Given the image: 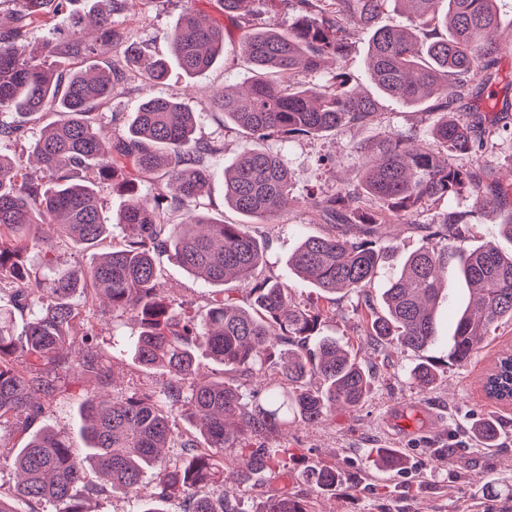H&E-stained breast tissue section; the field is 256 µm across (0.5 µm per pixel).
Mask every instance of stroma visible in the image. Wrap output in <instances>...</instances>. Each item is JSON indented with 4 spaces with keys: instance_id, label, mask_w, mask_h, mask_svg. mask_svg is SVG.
Here are the masks:
<instances>
[{
    "instance_id": "35a3bbf8",
    "label": "stroma",
    "mask_w": 512,
    "mask_h": 512,
    "mask_svg": "<svg viewBox=\"0 0 512 512\" xmlns=\"http://www.w3.org/2000/svg\"><path fill=\"white\" fill-rule=\"evenodd\" d=\"M94 4L95 0H65L53 26L29 27L25 41L18 45L20 52L29 53L49 40H67L73 29H87ZM192 8L213 16L218 13L216 0H127L117 22L152 54L166 57L170 51L163 32L172 29L182 13ZM497 8L500 27L495 38L502 47L497 78L485 89L458 100L454 110L468 121L495 114L501 126L512 127V111L502 109L503 100L512 101V0H497ZM371 36V31L355 30L346 70L359 91L379 97L380 117L362 126L341 127L322 136H294L283 142L293 172L292 198L287 213L276 223L258 227L268 243L265 275L288 284L301 303L316 298L318 291L295 275L287 258L303 238L332 230L331 225L315 219L309 199L353 189L359 166L354 145L412 125H428L422 109L380 97L365 64ZM246 76L240 41L234 35L225 42L223 60L196 77H187L174 67L165 84L150 87L138 71H128L113 86L112 99L102 107L98 121L112 138L124 133L130 112L146 94L183 102L198 115L197 137L222 149L217 158L218 172L205 199L207 208L213 216L234 224L240 217L224 205L221 171L239 156L242 138L224 128L223 117L213 109L212 100L222 88L241 87ZM382 233L389 247L388 258L366 296L337 294L335 316L321 324L322 335L339 339L369 370L374 380L370 396L359 408L336 409L314 425L295 421L270 437L267 447L288 450L275 474H258L249 483H237L235 472L245 465L247 457L241 449H225L224 480L207 487L206 495L239 501L244 512H261L271 491L307 492L304 475L314 468L332 466L342 474L344 483L336 494L315 499L316 512H512V404L489 399L482 388L498 354L512 348V323H501L471 359L448 365L433 389L420 392L411 378L418 356L378 346L363 332L365 302L380 304L393 271L422 244L420 235L408 226L386 225ZM156 262L163 288L187 300L191 312L201 313L214 294L213 286L194 279L168 255L157 256ZM111 354L115 384L101 389L102 398L164 382L161 372L149 374L134 367L126 347L115 346ZM90 389L80 376L60 375L46 424L78 439L79 407ZM486 416L501 418L504 423L498 441L489 448L479 445L467 432L470 420ZM379 448L397 449L402 466L392 471L371 466L369 459Z\"/></svg>"
}]
</instances>
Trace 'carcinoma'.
Returning <instances> with one entry per match:
<instances>
[{"mask_svg": "<svg viewBox=\"0 0 512 512\" xmlns=\"http://www.w3.org/2000/svg\"><path fill=\"white\" fill-rule=\"evenodd\" d=\"M265 11L294 9L297 20L281 31L258 27L256 2ZM19 5L13 25L0 28V290L11 292L13 307L0 308V431L26 435L21 448L0 447L19 478L0 490V512H16L26 500L53 512H88L95 493L133 498L148 471L158 493L141 512L161 507L175 493L192 499L191 512H236L196 490L218 483L224 474V449L250 450L240 480L273 470L285 448H268L266 439L289 420L308 424L324 420L336 406L358 407L372 389L370 372L335 337L319 335L332 310L319 303L301 305L291 289L260 277L264 246L250 229L279 219L288 204L292 171L278 150L260 145L274 136H318L363 124L380 114L377 98L350 86L345 63L351 30L373 28L376 16L393 9L408 24L373 28L367 50L371 77L380 93L418 108L432 103L429 130L416 126L358 144L359 182L311 203L313 213L354 233L308 236L288 257L295 274L329 300L341 290L365 295L379 273L387 246L379 227L445 199L469 191L475 211L507 209L501 236L512 241V194L498 189L487 195L476 169L483 166L501 138L496 122L483 126L452 112L469 94L476 78H495L499 49L485 39L499 27L495 0H219L224 18L240 30L248 62L244 92H224L214 106L224 126L236 130L245 145L238 160L224 169V203L242 217L226 224L206 210L221 148L194 141L196 113L181 102L148 95L133 110L127 132L103 153L98 109L123 78L121 61L110 67L94 62L74 72H53L46 58H87L97 45L110 43L124 60L138 67L148 84L168 77L166 58L144 54L132 36L115 26L122 0H96L92 38L80 34L64 42H46L20 57L17 43L38 19L57 11L64 0H12ZM172 56L188 77L200 75L224 57V22L190 9L163 33ZM51 112L29 144L39 163L3 152L26 139L22 125L7 117ZM465 155L474 167L461 170L450 159ZM166 170L175 188L170 196L158 187L143 195L147 174ZM127 196L113 221L102 213L100 191ZM172 210L184 222L171 224ZM473 211V212H475ZM473 212L448 211L437 224H421L423 244L390 277L381 315L368 330L374 341L413 353L449 344L448 362L464 363L504 320L512 321V254L487 243L457 259L456 275L473 302L461 313L451 340L440 335L437 307L448 289L453 240L470 224ZM91 253L88 264L70 267L59 261L60 244ZM37 253L40 266L27 263ZM167 252L190 275L219 286L239 284L246 304L215 295L199 318L161 288L155 256ZM106 296L112 315L139 325L128 349L145 371L169 375L156 390L148 387L110 401L87 394L80 417L84 455L72 451L71 438L49 425L30 430L49 412L59 373L79 374L96 387L111 382L110 355L96 340L98 328L84 308ZM20 316H15V313ZM204 352L223 367V375L198 377L197 357ZM279 357L288 387L271 382L263 391L245 392L244 383ZM441 362L421 361L413 368L426 390L440 376ZM484 390L491 399L512 400V350L502 352ZM195 428L184 439L180 459L166 461L162 449L175 441L176 419ZM480 441L491 446L500 423L475 422ZM96 471L105 485L87 486ZM309 492L286 491L267 497L262 512H314L312 496L336 492L341 479L333 467L311 473Z\"/></svg>", "mask_w": 512, "mask_h": 512, "instance_id": "cac0c4a2", "label": "carcinoma"}]
</instances>
